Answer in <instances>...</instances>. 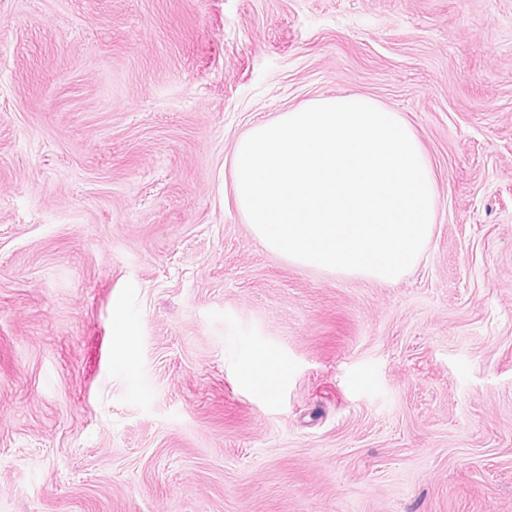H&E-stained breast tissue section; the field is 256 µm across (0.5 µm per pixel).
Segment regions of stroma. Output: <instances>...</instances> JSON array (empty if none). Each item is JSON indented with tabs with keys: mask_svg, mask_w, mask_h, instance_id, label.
<instances>
[{
	"mask_svg": "<svg viewBox=\"0 0 512 512\" xmlns=\"http://www.w3.org/2000/svg\"><path fill=\"white\" fill-rule=\"evenodd\" d=\"M349 94L436 181L393 283L233 200ZM0 512H512V0H0ZM253 368L261 371L260 377L256 376L253 372L247 374L248 381L251 384H261L269 390L272 388L271 380L279 375L282 371L279 364L273 359H254L251 361ZM267 380V382L265 381Z\"/></svg>",
	"mask_w": 512,
	"mask_h": 512,
	"instance_id": "stroma-1",
	"label": "stroma"
}]
</instances>
